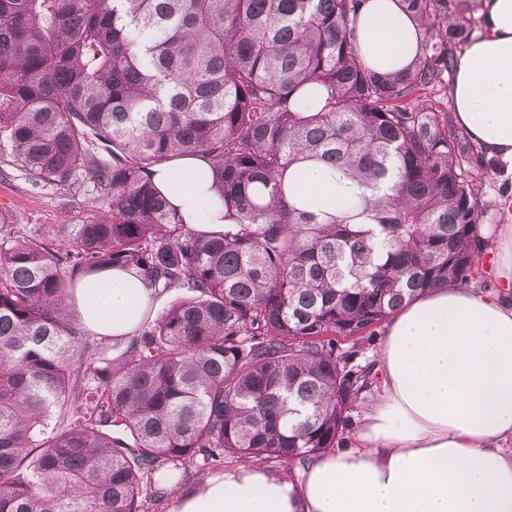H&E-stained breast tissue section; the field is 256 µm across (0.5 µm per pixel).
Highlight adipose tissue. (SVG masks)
<instances>
[{"label": "adipose tissue", "instance_id": "1", "mask_svg": "<svg viewBox=\"0 0 512 512\" xmlns=\"http://www.w3.org/2000/svg\"><path fill=\"white\" fill-rule=\"evenodd\" d=\"M482 30L456 58L453 118L485 161L512 177V0H469ZM357 42L369 67L406 68L422 29L399 0H366ZM208 163L181 157L152 180L184 224L224 229V207L203 179ZM299 209L342 203L351 187L314 163L298 166ZM491 234L497 290L438 288L385 325L375 369L381 388L361 408L348 448L313 457L297 473L255 464L177 495L172 512H512V196ZM77 286L86 330L125 336L150 303L131 272L99 274Z\"/></svg>", "mask_w": 512, "mask_h": 512}]
</instances>
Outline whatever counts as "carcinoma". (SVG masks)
Here are the masks:
<instances>
[{
    "instance_id": "carcinoma-1",
    "label": "carcinoma",
    "mask_w": 512,
    "mask_h": 512,
    "mask_svg": "<svg viewBox=\"0 0 512 512\" xmlns=\"http://www.w3.org/2000/svg\"><path fill=\"white\" fill-rule=\"evenodd\" d=\"M402 2L423 37L383 75L357 48L365 0H0V152L34 183L91 180L100 203L50 230L63 252L0 211V512H147L190 464L340 448L376 386L364 345L418 296L484 283L488 168L431 99L476 20ZM309 85L317 112L296 105ZM197 155L219 234L152 181ZM303 162L360 194L295 208ZM109 268L186 291L117 354L71 302Z\"/></svg>"
}]
</instances>
